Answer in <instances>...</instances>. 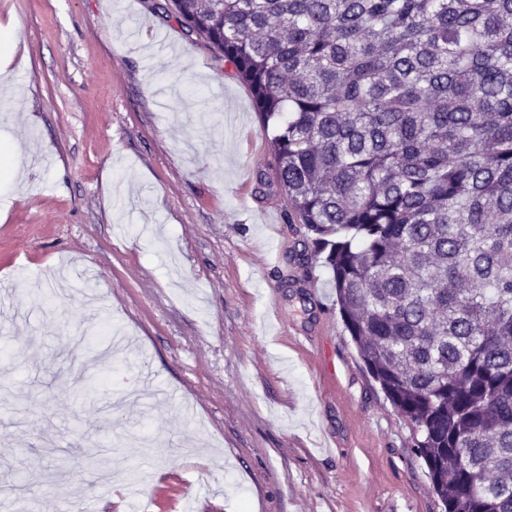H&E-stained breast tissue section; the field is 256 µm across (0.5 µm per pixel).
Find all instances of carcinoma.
<instances>
[{"label":"carcinoma","mask_w":512,"mask_h":512,"mask_svg":"<svg viewBox=\"0 0 512 512\" xmlns=\"http://www.w3.org/2000/svg\"><path fill=\"white\" fill-rule=\"evenodd\" d=\"M444 512H512V0H172Z\"/></svg>","instance_id":"1"}]
</instances>
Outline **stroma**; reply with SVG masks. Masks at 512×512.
Here are the masks:
<instances>
[{
    "label": "stroma",
    "instance_id": "obj_1",
    "mask_svg": "<svg viewBox=\"0 0 512 512\" xmlns=\"http://www.w3.org/2000/svg\"><path fill=\"white\" fill-rule=\"evenodd\" d=\"M0 13V493L39 512H441L246 84L158 5Z\"/></svg>",
    "mask_w": 512,
    "mask_h": 512
}]
</instances>
